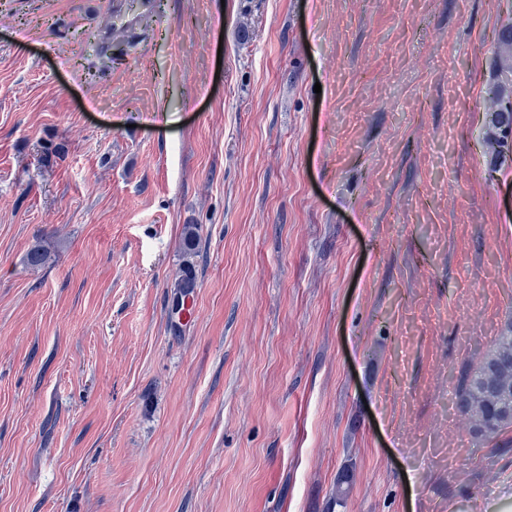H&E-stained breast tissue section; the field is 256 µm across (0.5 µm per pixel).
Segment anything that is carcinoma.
Returning <instances> with one entry per match:
<instances>
[{
  "mask_svg": "<svg viewBox=\"0 0 512 512\" xmlns=\"http://www.w3.org/2000/svg\"><path fill=\"white\" fill-rule=\"evenodd\" d=\"M499 53L493 67V81L488 88L490 119L483 142L490 148L493 162L512 149V112L499 111L501 101L512 96V23L500 31ZM200 226L185 227L183 248L186 258L195 254ZM458 413L471 421L474 438L494 436L512 427V322L506 324L493 340L492 348L479 364L466 374L455 391Z\"/></svg>",
  "mask_w": 512,
  "mask_h": 512,
  "instance_id": "cac0c4a2",
  "label": "carcinoma"
}]
</instances>
